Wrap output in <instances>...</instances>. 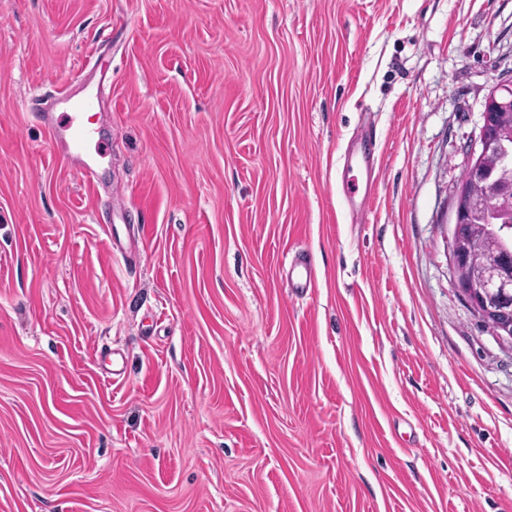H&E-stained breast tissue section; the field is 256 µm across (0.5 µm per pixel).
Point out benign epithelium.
Segmentation results:
<instances>
[{
    "mask_svg": "<svg viewBox=\"0 0 512 512\" xmlns=\"http://www.w3.org/2000/svg\"><path fill=\"white\" fill-rule=\"evenodd\" d=\"M503 90L505 94H492L484 104L482 125L476 140L479 150L473 152L472 161L466 168L470 177L461 181L457 194L450 252L453 279L457 288L464 293L472 309L481 319L496 321V337L512 341V311L488 304L490 295H499L504 299L512 296V266L506 262L492 260L480 276L473 275L468 266V240L461 232L479 207L471 191V181L490 180L491 170L487 166V161L499 153L502 140L508 135V130L500 126L499 120L501 113L512 111V85H503Z\"/></svg>",
    "mask_w": 512,
    "mask_h": 512,
    "instance_id": "7a95c632",
    "label": "benign epithelium"
}]
</instances>
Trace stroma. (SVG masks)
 I'll list each match as a JSON object with an SVG mask.
<instances>
[{
	"label": "stroma",
	"instance_id": "stroma-1",
	"mask_svg": "<svg viewBox=\"0 0 512 512\" xmlns=\"http://www.w3.org/2000/svg\"><path fill=\"white\" fill-rule=\"evenodd\" d=\"M510 79L512 0H0V512H512V344L449 251ZM67 101H72V107L78 115L71 117L64 126L59 125L58 119L55 120L54 113L47 117L53 146L57 152L78 160L80 164L79 172L89 183L93 184L95 178L91 164L93 161L86 160L85 157H90L87 144L95 132L92 126L96 124L94 118L97 113H90L94 110L95 103L91 98H68ZM90 117H93L92 121L89 120ZM288 280L292 288L299 291L307 290L312 286V270L305 260L296 261L288 270Z\"/></svg>",
	"mask_w": 512,
	"mask_h": 512
}]
</instances>
